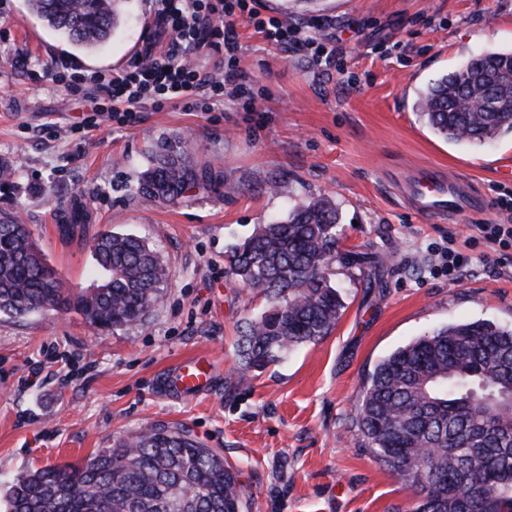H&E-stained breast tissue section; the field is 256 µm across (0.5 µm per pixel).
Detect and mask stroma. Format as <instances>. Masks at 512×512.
<instances>
[{"label": "stroma", "mask_w": 512, "mask_h": 512, "mask_svg": "<svg viewBox=\"0 0 512 512\" xmlns=\"http://www.w3.org/2000/svg\"><path fill=\"white\" fill-rule=\"evenodd\" d=\"M261 17L300 27L282 47L237 23L236 68L258 91L243 109L234 86L224 109L183 102L80 132L78 101H63L53 59L81 72L126 69L155 30L152 0H127L121 25L93 53L72 48L25 0L0 8V157L20 174L0 209L16 208L69 292L94 264L104 231L155 245L167 271L159 304L135 329H93L73 311L0 317V483L32 467L75 463L152 427L178 428L239 470L243 512H411L415 494L380 464L356 422L362 379L395 349L432 329L489 321L512 328V247L481 224L512 225V135L485 146L436 135L413 109L418 90L468 59L512 48V0H258ZM336 52L315 60L318 46ZM186 140L220 176L173 203L139 194L160 141ZM454 171L491 202L453 224L411 214L400 177ZM280 183L270 192V183ZM326 195L343 248L368 253L334 266L346 305L336 330L261 372H241L235 343L263 296L238 284L225 253L258 225ZM91 218L63 236L72 198ZM472 263L452 277L440 252ZM204 357L211 378L185 397L159 389L180 362Z\"/></svg>", "instance_id": "1"}]
</instances>
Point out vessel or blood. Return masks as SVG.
<instances>
[{
    "label": "vessel or blood",
    "instance_id": "1",
    "mask_svg": "<svg viewBox=\"0 0 512 512\" xmlns=\"http://www.w3.org/2000/svg\"><path fill=\"white\" fill-rule=\"evenodd\" d=\"M401 189L415 214L430 223H445L473 213L481 206L477 195L453 177L433 176L426 180L408 177L402 181ZM209 378L206 365L187 360L175 369L172 385L181 394L191 396L204 390Z\"/></svg>",
    "mask_w": 512,
    "mask_h": 512
}]
</instances>
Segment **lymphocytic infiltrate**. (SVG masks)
Segmentation results:
<instances>
[{
	"label": "lymphocytic infiltrate",
	"instance_id": "1",
	"mask_svg": "<svg viewBox=\"0 0 512 512\" xmlns=\"http://www.w3.org/2000/svg\"><path fill=\"white\" fill-rule=\"evenodd\" d=\"M154 6L168 41L166 54L145 51L126 70L108 77L79 73L64 59L54 61L51 72L63 95L79 96L92 108L82 121L84 128L95 127L97 116L107 112L120 113L130 125L147 107L160 108L172 100L214 111L224 98L225 83L234 81L237 73L209 69L205 58L216 50L237 54L229 18L257 24L269 39L288 42L287 25L275 17L260 19L256 0H154Z\"/></svg>",
	"mask_w": 512,
	"mask_h": 512
}]
</instances>
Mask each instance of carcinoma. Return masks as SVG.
Listing matches in <instances>:
<instances>
[{"instance_id": "1", "label": "carcinoma", "mask_w": 512, "mask_h": 512, "mask_svg": "<svg viewBox=\"0 0 512 512\" xmlns=\"http://www.w3.org/2000/svg\"><path fill=\"white\" fill-rule=\"evenodd\" d=\"M60 37L92 50L120 21V0H28ZM512 50L472 57L428 83L416 111L441 136L482 145L512 133ZM18 167L0 160V193ZM218 174L194 163L185 142L162 143L139 192L172 203ZM89 220L70 201L59 225L73 236ZM339 214L325 196L260 224L227 254L236 281L268 308L245 322L236 343L242 369L262 371L288 351L316 343L345 309L333 265H362L345 251ZM90 287L72 295L14 210H0V316L74 310L95 329H133L162 297L158 251L141 237L103 232L89 242ZM357 426L373 455L416 494L413 512H512V329L489 322L448 325L381 360L362 382ZM239 472L178 429H149L101 448L74 466H45L14 478L9 512H241Z\"/></svg>"}]
</instances>
